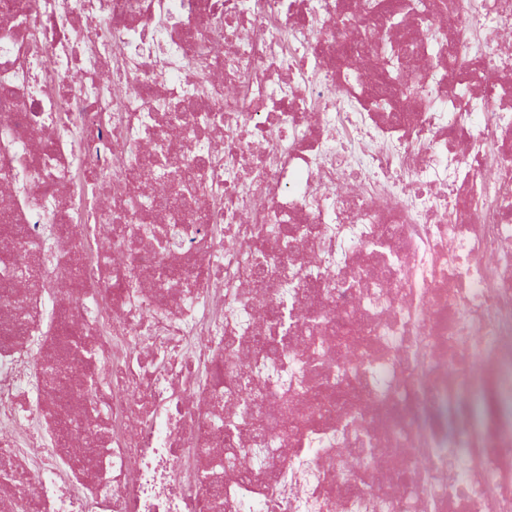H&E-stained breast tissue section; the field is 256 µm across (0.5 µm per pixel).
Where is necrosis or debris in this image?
Wrapping results in <instances>:
<instances>
[{
    "label": "necrosis or debris",
    "mask_w": 512,
    "mask_h": 512,
    "mask_svg": "<svg viewBox=\"0 0 512 512\" xmlns=\"http://www.w3.org/2000/svg\"><path fill=\"white\" fill-rule=\"evenodd\" d=\"M505 358L512 0H0V512H512Z\"/></svg>",
    "instance_id": "1"
}]
</instances>
